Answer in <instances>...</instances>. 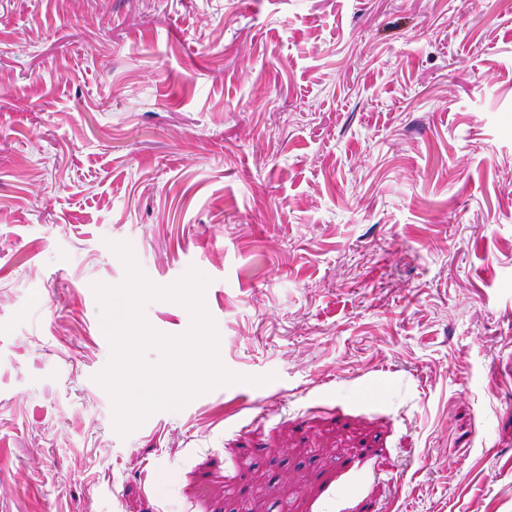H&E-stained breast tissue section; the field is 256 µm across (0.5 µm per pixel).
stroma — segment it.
I'll list each match as a JSON object with an SVG mask.
<instances>
[{"label": "stroma", "instance_id": "35a3bbf8", "mask_svg": "<svg viewBox=\"0 0 512 512\" xmlns=\"http://www.w3.org/2000/svg\"><path fill=\"white\" fill-rule=\"evenodd\" d=\"M116 243L239 377L124 435ZM369 503L512 512V14L0 0V512Z\"/></svg>", "mask_w": 512, "mask_h": 512}]
</instances>
